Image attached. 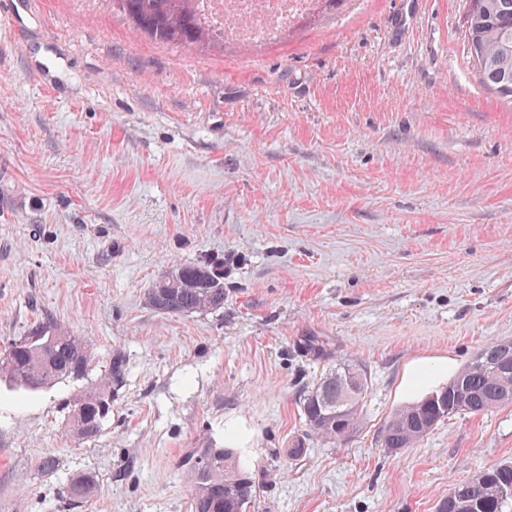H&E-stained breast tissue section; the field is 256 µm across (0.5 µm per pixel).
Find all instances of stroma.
I'll list each match as a JSON object with an SVG mask.
<instances>
[{
  "instance_id": "1",
  "label": "stroma",
  "mask_w": 512,
  "mask_h": 512,
  "mask_svg": "<svg viewBox=\"0 0 512 512\" xmlns=\"http://www.w3.org/2000/svg\"><path fill=\"white\" fill-rule=\"evenodd\" d=\"M30 2L0 17V351L48 321L91 361L37 392L0 378V512H190L180 459L227 443L250 512H435L512 462V405L379 441L512 340V99L475 74L465 0H359L275 44L192 47L110 0ZM227 254L223 309L150 307L166 272ZM115 350L124 384L79 440L67 405ZM348 356L370 374L361 424L327 442L299 398ZM96 491V480L93 475H83L73 479L67 487L69 501L83 503L90 499Z\"/></svg>"
}]
</instances>
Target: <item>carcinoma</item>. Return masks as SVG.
Segmentation results:
<instances>
[{
  "label": "carcinoma",
  "instance_id": "obj_1",
  "mask_svg": "<svg viewBox=\"0 0 512 512\" xmlns=\"http://www.w3.org/2000/svg\"><path fill=\"white\" fill-rule=\"evenodd\" d=\"M112 8L137 30L154 40L192 46L209 32L188 0H111ZM466 37L481 83L512 98V0H466ZM149 305L162 314L217 311L224 308V261L189 263L176 267L148 289ZM484 344L469 363L448 382L417 402L398 409L383 427L381 446L397 453L427 435L441 420L459 413L480 414L512 405V356L502 347ZM90 354L78 336L41 322L13 340L0 353V378L30 391L55 382L88 375ZM126 358L115 351L104 374L90 382L68 404L74 434L90 441L112 410V393L126 376ZM369 387L364 365L348 358L324 373L299 400L305 425L323 440L336 442L358 427L360 406ZM191 488V512H247L256 496L254 474L237 449L193 448L181 461ZM471 495L468 508L450 505L442 512H512V463L487 468L460 483ZM96 491L92 475L73 479L67 498L83 503Z\"/></svg>",
  "mask_w": 512,
  "mask_h": 512
}]
</instances>
